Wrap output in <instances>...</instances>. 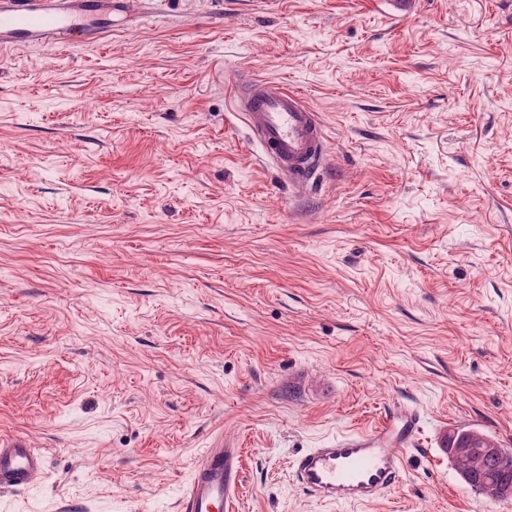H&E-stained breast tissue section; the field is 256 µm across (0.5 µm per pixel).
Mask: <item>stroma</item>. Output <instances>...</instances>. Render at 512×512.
<instances>
[{"label": "stroma", "instance_id": "1", "mask_svg": "<svg viewBox=\"0 0 512 512\" xmlns=\"http://www.w3.org/2000/svg\"><path fill=\"white\" fill-rule=\"evenodd\" d=\"M150 0L0 53V438L45 469L0 512H178L217 435L229 512H512L442 441L512 448V0ZM300 91L328 155L291 190L230 78ZM399 487L325 503L292 459L396 407Z\"/></svg>", "mask_w": 512, "mask_h": 512}]
</instances>
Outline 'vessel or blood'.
I'll list each match as a JSON object with an SVG mask.
<instances>
[{"instance_id": "obj_1", "label": "vessel or blood", "mask_w": 512, "mask_h": 512, "mask_svg": "<svg viewBox=\"0 0 512 512\" xmlns=\"http://www.w3.org/2000/svg\"><path fill=\"white\" fill-rule=\"evenodd\" d=\"M145 0H0V50L22 45L69 47L104 38L115 17L138 21ZM236 111L250 137L289 186H309L327 155L325 125L300 93L251 79L233 82ZM422 416L404 406L366 432L336 437L293 461L302 487L325 502L368 504L401 481L402 451L416 446ZM243 450L216 440L203 449L179 497V512H227L241 482ZM45 467L41 449L20 438L0 439V492L30 487Z\"/></svg>"}]
</instances>
